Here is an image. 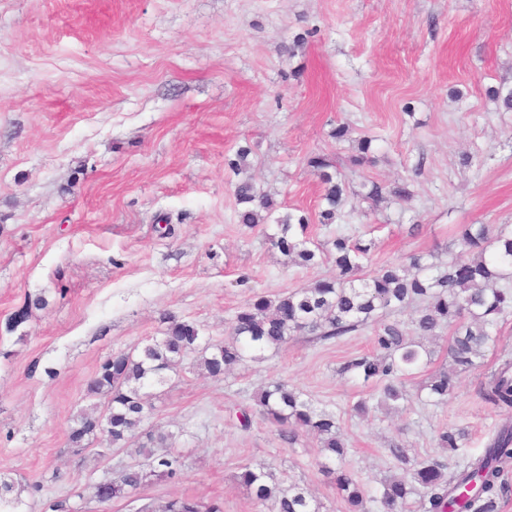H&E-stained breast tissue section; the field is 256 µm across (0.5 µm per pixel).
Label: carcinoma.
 Wrapping results in <instances>:
<instances>
[{"label": "carcinoma", "instance_id": "carcinoma-1", "mask_svg": "<svg viewBox=\"0 0 512 512\" xmlns=\"http://www.w3.org/2000/svg\"><path fill=\"white\" fill-rule=\"evenodd\" d=\"M250 149L241 146L230 160L239 175L235 196L242 224L255 226L273 219L267 234L271 248L302 267L319 264L322 257L332 259L333 274L301 288L270 299L257 296L241 307L229 328V339L212 344L201 336L197 323L163 317L161 336H152L127 351L116 354L118 366L105 373L98 369L86 381L89 405L80 408L69 426L68 442L73 448H88L103 439L101 418L110 420V445L125 448L138 443L137 453L153 468L132 465L117 480L107 479L94 487V498L101 503L124 498L136 491L151 476L175 478L181 470L179 456L171 451L153 450L164 445L169 435L144 432L141 426L154 411L155 395L148 387L163 385L166 373L182 367L211 378H221L242 364L253 352L279 349L302 335L320 340L339 339L357 328L374 325L373 351L349 360L343 367L364 382L378 385L376 393L356 404L367 414L389 402L403 399L405 383L420 366L422 344L414 336H437L450 332L448 358L454 369L442 370L423 385L427 396L444 401L455 387L457 370L480 367L488 349L497 343L494 327L498 318L512 307V231L501 224H467L456 241L458 252L442 270L413 254L407 261L388 262L369 275L362 272L376 250L373 239H353L338 234L327 245L315 240L309 231L310 220L288 211L272 217L274 203L248 175ZM323 188L320 223L333 224L346 202L345 175L323 156L309 158ZM422 304L413 321V335L397 321H389L390 311ZM483 399L506 414L512 413V359H502L500 367L482 387ZM255 405L279 427L280 439L294 443L297 431L314 434L328 459L323 471L348 503L350 512H366L367 496L359 482L344 466L347 445L336 415L315 407L301 393L283 381H272L256 395ZM512 465V423L506 422L481 456L446 473L444 462L422 457L413 462L403 477L383 484L379 502L384 512H410L408 498L419 493L424 512H495L497 500L509 492L502 475ZM240 484L257 505L267 512H320V505L309 491L296 484L271 482L261 468L244 466ZM15 482L0 475V512H15L18 498ZM162 512H223L213 503L201 510L192 498L174 499Z\"/></svg>", "mask_w": 512, "mask_h": 512}]
</instances>
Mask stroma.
<instances>
[{
  "mask_svg": "<svg viewBox=\"0 0 512 512\" xmlns=\"http://www.w3.org/2000/svg\"><path fill=\"white\" fill-rule=\"evenodd\" d=\"M510 89L512 0H0V473L21 491L18 512L61 501L140 512L183 496L263 512L237 481L245 465L306 487L320 512H349L316 438L283 443L255 407L275 379L335 413L372 497L406 460L481 454L506 421L480 383L512 354V312L498 350L439 403L420 390L451 366L447 339L431 342L391 413L358 414L372 389L341 371L372 351L369 325L337 341L297 337L221 379L171 375L144 427L171 433L181 477L106 504L93 485L138 455L74 451L68 429L100 361L160 335L164 315L220 343L254 297L332 275L328 263L285 264L264 225L239 224L238 147L276 213L304 211L314 238L362 235L375 264L416 253L442 266L458 225H512V109L494 97ZM364 137L372 160L348 170ZM317 155L346 171L335 226L319 222ZM397 181L409 200H368L372 184ZM40 297L46 307L10 329ZM446 428L464 431L460 448L439 447Z\"/></svg>",
  "mask_w": 512,
  "mask_h": 512,
  "instance_id": "1",
  "label": "stroma"
}]
</instances>
